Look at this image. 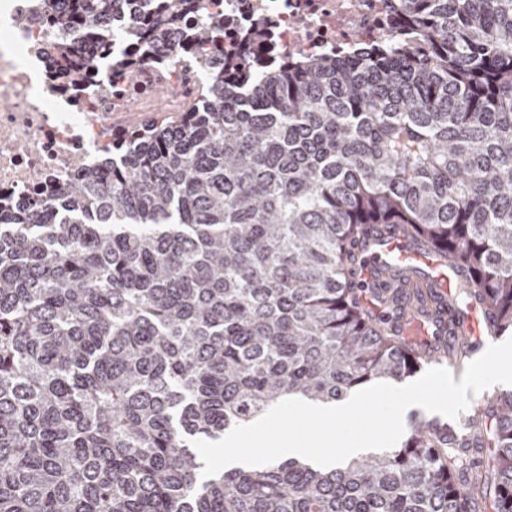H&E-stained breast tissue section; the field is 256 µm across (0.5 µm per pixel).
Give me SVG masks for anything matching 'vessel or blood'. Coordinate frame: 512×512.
I'll return each mask as SVG.
<instances>
[{"label":"vessel or blood","instance_id":"b4317fda","mask_svg":"<svg viewBox=\"0 0 512 512\" xmlns=\"http://www.w3.org/2000/svg\"><path fill=\"white\" fill-rule=\"evenodd\" d=\"M359 251L365 260L360 277L368 287L366 303L375 310H383L381 291L388 273L417 271L433 285L437 300L392 316L396 335L418 351H432L445 336H453L448 346V359L458 363L469 358L474 349L485 344L494 334L481 305L477 288L460 268L443 265L430 251L409 244L396 235L369 237L363 240ZM490 396L473 398L468 409L461 413L459 430L470 434L476 420L490 407Z\"/></svg>","mask_w":512,"mask_h":512}]
</instances>
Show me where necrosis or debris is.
Returning <instances> with one entry per match:
<instances>
[{"label":"necrosis or debris","mask_w":512,"mask_h":512,"mask_svg":"<svg viewBox=\"0 0 512 512\" xmlns=\"http://www.w3.org/2000/svg\"><path fill=\"white\" fill-rule=\"evenodd\" d=\"M26 0L0 5V200L48 197L95 163L114 134L176 117L200 97L204 74L172 41L135 71L107 68L68 85L53 71V30L16 23ZM391 0H224L213 24L224 29V56H247L241 34L259 31L279 55L319 56L385 42L396 31Z\"/></svg>","instance_id":"4bbe7bcc"}]
</instances>
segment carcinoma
Here are the masks:
<instances>
[{"mask_svg":"<svg viewBox=\"0 0 512 512\" xmlns=\"http://www.w3.org/2000/svg\"><path fill=\"white\" fill-rule=\"evenodd\" d=\"M55 26L133 72L194 0H55ZM384 45L243 72L209 20L177 36L224 78L112 140L37 204L0 208V512H469L472 444L512 512V391L486 434L415 420L337 468L213 476L218 441L296 397L334 405L424 356L364 305L356 243L387 229L465 269L512 335V0H394ZM77 83L101 59L53 46Z\"/></svg>","mask_w":512,"mask_h":512,"instance_id":"obj_1","label":"carcinoma"}]
</instances>
